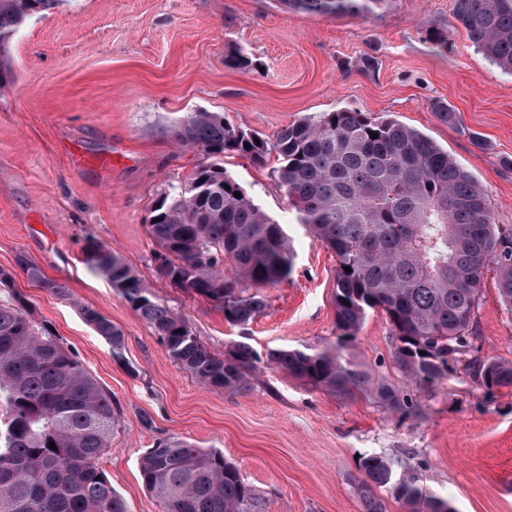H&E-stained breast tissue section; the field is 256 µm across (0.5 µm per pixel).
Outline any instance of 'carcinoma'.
<instances>
[{
    "mask_svg": "<svg viewBox=\"0 0 512 512\" xmlns=\"http://www.w3.org/2000/svg\"><path fill=\"white\" fill-rule=\"evenodd\" d=\"M57 2L0 0V86L14 79L11 37L30 16ZM282 2L307 13L366 17L391 0ZM452 17L486 58L512 71V0H454ZM167 133L212 162L153 210L148 230L159 276L208 300L227 323L246 326L266 303L244 284L261 287L290 275L288 236L224 169L230 153L258 165L275 155L272 173L298 223L336 255V345L313 352L273 349L267 365L327 391L362 390L368 374L342 351L367 313L380 310L393 344L392 368L403 383L425 390L460 365L489 392L512 388V362L481 359L472 339L488 268L496 270L501 301L512 312V225L493 223L485 188L432 139L398 120L345 109L301 118L272 141L225 123L216 112L188 113L171 122ZM82 255L87 269L120 292L170 357L200 383L237 389L258 369L260 358L246 343L213 353L112 249L88 238ZM17 265L47 292L71 299L65 283L47 277L27 257L19 256ZM79 312L110 346L112 359L126 364L122 330L87 305ZM375 394L396 412L412 402L388 383L378 384ZM117 421L111 398L57 336L32 318L25 297L12 291L0 298V512H128L98 466ZM360 470L364 512H385L376 490L388 485L407 512H455L451 502L429 494L419 477L394 478L378 456L363 459ZM140 477L163 512L263 509L222 453L179 438L147 449Z\"/></svg>",
    "mask_w": 512,
    "mask_h": 512,
    "instance_id": "cac0c4a2",
    "label": "carcinoma"
}]
</instances>
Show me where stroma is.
<instances>
[{"mask_svg": "<svg viewBox=\"0 0 512 512\" xmlns=\"http://www.w3.org/2000/svg\"><path fill=\"white\" fill-rule=\"evenodd\" d=\"M453 8L454 0H391L362 18L281 0H58L11 38L15 78L0 88V267L13 270L11 290L111 396L118 422L98 466L129 512H162L139 463L169 437L223 452L264 512H363L356 481L369 456L385 458L395 475L417 474L456 512H512V388L486 391L460 369L413 393L416 407L400 414L371 390L332 393L262 361L247 387L215 390L177 365L152 327L81 261L87 237L112 248L218 354L237 342L262 357L335 344L336 257L298 223L271 166L224 160L293 240L288 279L258 290L263 313L230 325L207 300L158 276L152 211L170 185L209 162L165 128L197 111L269 140L293 121L339 109L392 117L447 149L486 188L494 223L512 225V72L450 28ZM433 27L447 29V48L429 43ZM237 50L250 68L226 66ZM364 53L377 58L372 72L354 66ZM438 102L453 107L458 124L437 119ZM21 255L66 283L71 299L17 270ZM81 304L122 330L127 365L113 361ZM474 347L512 362V313L492 270ZM392 352L384 316L371 312L343 356L378 376L390 373Z\"/></svg>", "mask_w": 512, "mask_h": 512, "instance_id": "obj_1", "label": "stroma"}]
</instances>
